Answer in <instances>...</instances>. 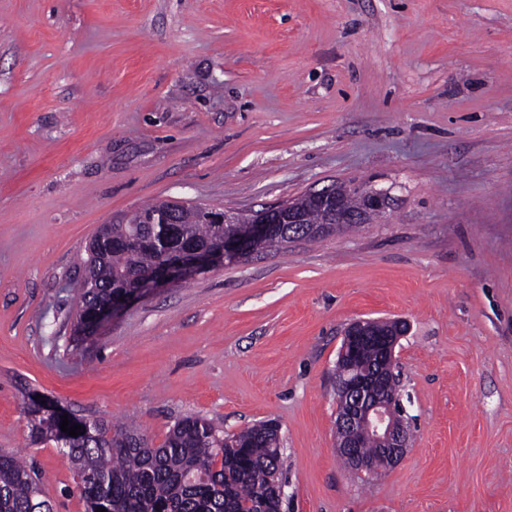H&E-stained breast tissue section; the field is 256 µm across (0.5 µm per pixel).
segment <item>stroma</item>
<instances>
[{
	"label": "stroma",
	"mask_w": 512,
	"mask_h": 512,
	"mask_svg": "<svg viewBox=\"0 0 512 512\" xmlns=\"http://www.w3.org/2000/svg\"><path fill=\"white\" fill-rule=\"evenodd\" d=\"M346 183L380 222L75 314L86 247L156 201L247 213ZM395 349L413 441L361 480L334 370ZM133 419L281 426L283 512H512V0H0V450L85 512L26 392ZM391 323H395V325H390L389 329H386L380 335L375 332L368 320H358L350 323L344 330L340 359L343 361L347 357L348 352L354 351L358 345L366 340L367 336H383L380 340L379 347L385 357L394 358L395 347L399 340L407 334L409 324L402 319L391 320Z\"/></svg>",
	"instance_id": "obj_1"
}]
</instances>
